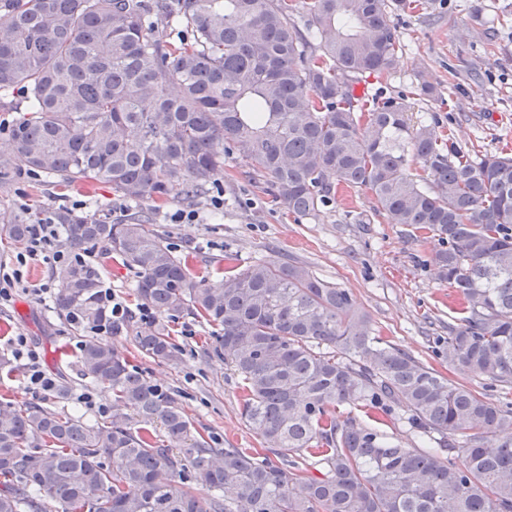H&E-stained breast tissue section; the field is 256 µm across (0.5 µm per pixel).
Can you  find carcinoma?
Masks as SVG:
<instances>
[{
  "instance_id": "1",
  "label": "carcinoma",
  "mask_w": 512,
  "mask_h": 512,
  "mask_svg": "<svg viewBox=\"0 0 512 512\" xmlns=\"http://www.w3.org/2000/svg\"><path fill=\"white\" fill-rule=\"evenodd\" d=\"M0 0V94L26 102L0 150L62 185H108L136 204L193 203L224 153L297 217L336 187H365L391 224L431 234L428 265L458 292L436 356L452 379L385 341L352 293L304 264L263 259L198 279L137 218L62 214L54 310L84 334L78 374L112 397L88 423L0 401V512H512V155L472 157L403 97L354 94L400 45L387 0ZM182 26L157 38V21ZM418 165L427 177L409 172ZM31 225L0 212V241ZM135 269L140 305L219 328L212 356L239 379L263 451L197 430L180 391L114 341L158 363L181 348L107 302L100 266ZM405 420L435 444L406 448L369 421ZM207 493L202 495L198 487Z\"/></svg>"
}]
</instances>
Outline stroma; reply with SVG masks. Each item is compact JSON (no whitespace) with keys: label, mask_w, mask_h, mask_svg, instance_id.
I'll return each mask as SVG.
<instances>
[{"label":"stroma","mask_w":512,"mask_h":512,"mask_svg":"<svg viewBox=\"0 0 512 512\" xmlns=\"http://www.w3.org/2000/svg\"><path fill=\"white\" fill-rule=\"evenodd\" d=\"M424 3L419 11L392 12L401 49L389 72L361 76L365 94L411 93L412 123L438 120L449 145L464 151L511 154L512 0ZM422 78L435 85V95H415ZM216 189L224 196L223 212H211L204 197L194 205L199 223L172 224L169 214L184 206L179 197L160 206L149 200L132 205L105 185L92 190L61 186L18 169L0 187V210L30 223L63 198L100 218L139 213L177 255L188 257L199 278L223 275L228 255L241 268L266 258L304 263L349 289L387 340L442 369L433 353L434 339L448 333L455 291L425 267L432 241L376 216L368 189L337 190L317 217L298 220L273 201L266 184L247 177L233 156L225 157ZM16 255V248L0 243V271L22 274L12 300L0 305V355L10 358L12 366L0 374V401L17 406L38 402L88 422L109 415L110 397L76 371L79 336L54 312L53 295L34 293L53 276V268L39 259L18 265ZM171 329L182 349L180 361L168 365L139 356L136 364L182 392L199 430L237 448L257 447V436L241 417L237 380L223 362L207 354L209 329L189 316L172 322ZM21 339L48 376H68L65 398L29 387L26 362L15 353ZM82 393L92 394L91 405L78 403Z\"/></svg>","instance_id":"stroma-1"}]
</instances>
